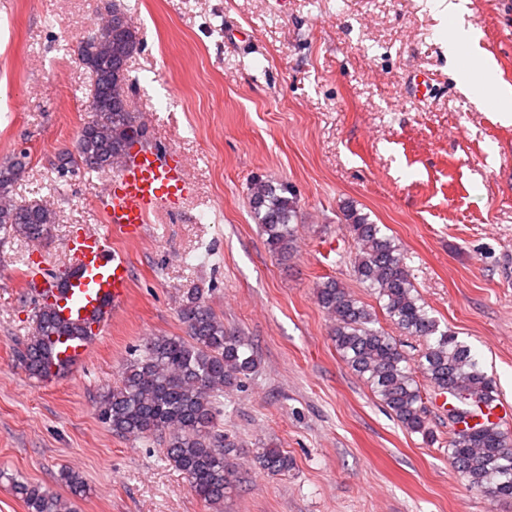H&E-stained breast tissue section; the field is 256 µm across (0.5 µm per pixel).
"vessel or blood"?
Instances as JSON below:
<instances>
[{
  "label": "vessel or blood",
  "mask_w": 512,
  "mask_h": 512,
  "mask_svg": "<svg viewBox=\"0 0 512 512\" xmlns=\"http://www.w3.org/2000/svg\"><path fill=\"white\" fill-rule=\"evenodd\" d=\"M184 168L181 158L138 149L103 191L105 214L113 230L141 234L151 214L183 198L190 190ZM69 258L68 273L46 291L55 316L65 326L100 330L129 298V261L102 234L72 241ZM90 349L89 337L64 336L54 347V359L61 367H71L83 362Z\"/></svg>",
  "instance_id": "1"
}]
</instances>
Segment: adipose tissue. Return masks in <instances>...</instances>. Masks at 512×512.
Here are the masks:
<instances>
[{
	"instance_id": "obj_1",
	"label": "adipose tissue",
	"mask_w": 512,
	"mask_h": 512,
	"mask_svg": "<svg viewBox=\"0 0 512 512\" xmlns=\"http://www.w3.org/2000/svg\"><path fill=\"white\" fill-rule=\"evenodd\" d=\"M470 0H449L446 7L448 28V61L457 81L467 93L475 95L488 106L512 113V85L496 82L491 65L478 45L473 28L467 27Z\"/></svg>"
}]
</instances>
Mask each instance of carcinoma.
<instances>
[{
  "instance_id": "cac0c4a2",
  "label": "carcinoma",
  "mask_w": 512,
  "mask_h": 512,
  "mask_svg": "<svg viewBox=\"0 0 512 512\" xmlns=\"http://www.w3.org/2000/svg\"><path fill=\"white\" fill-rule=\"evenodd\" d=\"M105 23V18L95 23L79 44L83 67L93 79L90 115L74 150L60 155L63 173L75 167L120 169L134 144L132 133L145 127L130 111L123 87L128 82L129 35L105 28ZM26 173L27 155L22 152L0 164V232L40 242L52 235L57 215L41 199H15V187ZM249 205L271 251L290 257L298 217L292 189L257 177L250 184ZM344 217L355 242L356 279L374 291L401 335L423 342L418 367L433 392L457 401L448 420V457L454 469L471 488L493 498H512V451L506 450L512 437L500 425H468L480 405L494 401L492 380L478 367L470 348L440 329L421 303L393 240L352 207ZM315 294L333 322L331 337L346 367L370 385L405 430L434 439L415 370L399 340L376 327L374 309L333 278L319 282ZM180 318L186 336L146 339L127 361L121 384L99 400L97 415L118 436L160 439L165 460L184 475L190 491L209 505H219L235 476L239 444L218 430L217 397L242 385L257 359L248 340L226 327L199 293L186 297ZM32 320V334L16 351V361L29 375L48 378L55 373L51 350L69 330L41 303L34 305ZM254 459L273 475H284L292 467L287 454L269 446L255 449ZM58 481L75 495L86 492L83 478L73 472L60 471ZM12 489L28 512H72L60 494L38 484L14 480Z\"/></svg>"
}]
</instances>
